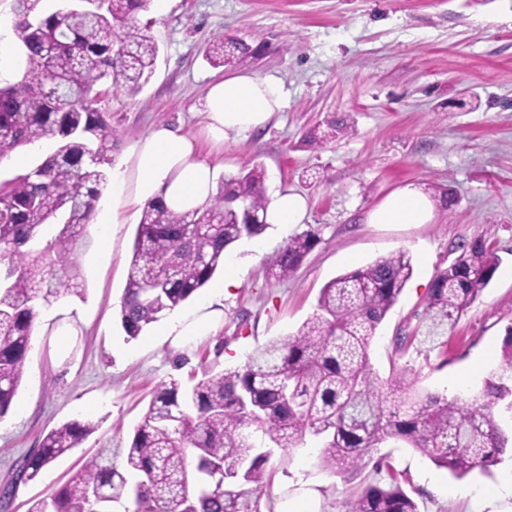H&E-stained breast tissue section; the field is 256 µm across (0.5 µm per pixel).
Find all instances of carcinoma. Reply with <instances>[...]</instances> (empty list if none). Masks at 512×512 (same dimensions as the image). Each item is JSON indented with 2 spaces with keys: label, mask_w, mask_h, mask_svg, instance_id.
Returning a JSON list of instances; mask_svg holds the SVG:
<instances>
[{
  "label": "carcinoma",
  "mask_w": 512,
  "mask_h": 512,
  "mask_svg": "<svg viewBox=\"0 0 512 512\" xmlns=\"http://www.w3.org/2000/svg\"><path fill=\"white\" fill-rule=\"evenodd\" d=\"M40 2L14 0L25 70L19 81L0 86V158L47 138L58 147L30 172L0 183V417L21 384L41 309L83 291L74 254L119 142L99 112L95 86L109 78L140 88L159 51L137 22L150 0H105L77 20L63 7L46 14ZM246 55L244 44L217 35L207 60L223 66ZM267 206L258 166L224 176L216 194L194 210L177 212L161 200L144 205L120 303L126 335L139 336L203 288L224 265L228 247L262 235ZM321 241L312 226L290 236L268 274L291 277ZM457 250L433 279L423 324L399 337L400 347L445 346L448 331L490 284L498 264L493 245L475 239ZM412 273L401 251L340 275L321 289L316 311L297 334L190 386L174 377L162 383L123 452L124 471L100 453L91 456L30 512H93L97 497L130 503L133 512H262L269 453L256 443L258 431L278 448H293L308 434L321 437L318 464L335 474L357 476L370 464L386 469L390 483L367 484L346 512H419L390 457H374L389 441L406 443L457 478L489 471L512 443V431L502 426L512 420V326L485 381L483 405L464 408L401 378L381 380L370 345ZM94 431L79 420L52 429L0 500Z\"/></svg>",
  "instance_id": "1"
}]
</instances>
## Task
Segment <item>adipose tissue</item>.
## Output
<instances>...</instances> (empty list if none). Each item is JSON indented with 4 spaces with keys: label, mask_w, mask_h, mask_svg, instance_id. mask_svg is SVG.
<instances>
[{
    "label": "adipose tissue",
    "mask_w": 512,
    "mask_h": 512,
    "mask_svg": "<svg viewBox=\"0 0 512 512\" xmlns=\"http://www.w3.org/2000/svg\"><path fill=\"white\" fill-rule=\"evenodd\" d=\"M283 105L279 83L252 74L237 72L214 80L207 88L203 116L209 137L218 143L228 134H246L265 127ZM131 170L112 174L115 204L143 205L163 199L176 211L202 206L210 197L216 178L214 167L194 154L191 141L180 129L161 123L139 139L131 149ZM433 208L426 196L407 185L389 194L368 212L369 224H427ZM240 276L229 267L223 282L217 283L199 311L176 316L160 323L158 336L185 342L208 334L220 312L215 305L225 289L234 287Z\"/></svg>",
    "instance_id": "ef3b65f1"
}]
</instances>
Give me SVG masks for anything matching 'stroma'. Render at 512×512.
Returning <instances> with one entry per match:
<instances>
[{
	"instance_id": "35a3bbf8",
	"label": "stroma",
	"mask_w": 512,
	"mask_h": 512,
	"mask_svg": "<svg viewBox=\"0 0 512 512\" xmlns=\"http://www.w3.org/2000/svg\"><path fill=\"white\" fill-rule=\"evenodd\" d=\"M138 23L160 48L153 75L136 92L99 86V107L120 137L114 165L155 124H170L218 175L259 164L267 192L303 196V224L320 227L322 241L284 281L267 268L303 224H274L228 248L241 278L224 293L223 316L207 335L175 345L131 339L120 327L140 208L119 206L103 253L100 225L88 224L75 254L85 290L42 309L21 385L0 418V484L52 428L79 419L96 429L0 512H29L84 456L122 461L159 384L242 365L268 341L296 334L329 280L399 251L413 274L372 341L375 370L463 406L482 403L485 376L471 366L485 351L500 354L512 325V0H152ZM220 33L248 44L252 56L213 66L206 51ZM234 70L278 81L284 107L266 127L218 146L203 131V99L212 80ZM333 120L343 125L334 141L306 144ZM408 184L433 201V223H365ZM479 238L494 245L499 264L447 348H399L397 337L421 323L437 270L455 259L458 243ZM385 451L419 512H512V495L493 493L511 454L490 474L458 479L404 444ZM317 455L311 436L290 450L271 448L265 482L276 512L306 490L315 512H344L359 482H389L370 467L344 479L321 469ZM460 487L470 495L449 496Z\"/></svg>"
}]
</instances>
